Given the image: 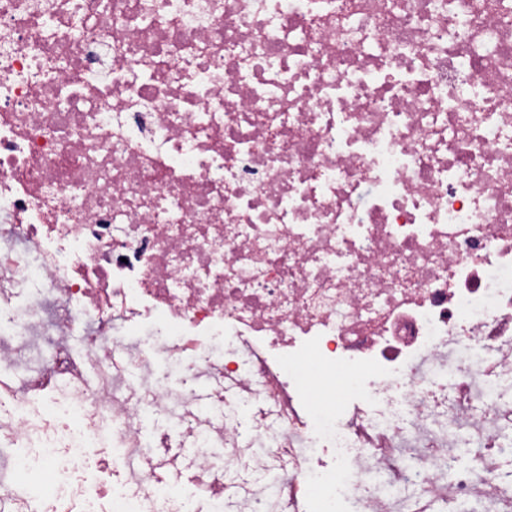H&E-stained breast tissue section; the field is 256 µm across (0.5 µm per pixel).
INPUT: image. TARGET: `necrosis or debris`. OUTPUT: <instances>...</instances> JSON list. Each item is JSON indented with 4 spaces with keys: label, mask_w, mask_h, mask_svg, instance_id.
Listing matches in <instances>:
<instances>
[{
    "label": "necrosis or debris",
    "mask_w": 512,
    "mask_h": 512,
    "mask_svg": "<svg viewBox=\"0 0 512 512\" xmlns=\"http://www.w3.org/2000/svg\"><path fill=\"white\" fill-rule=\"evenodd\" d=\"M0 365V512L511 506L512 0H0ZM142 428L146 436H152L156 432H168L173 446L178 443L179 424L173 419L159 415H144L142 417ZM114 470L116 472H112V450L109 452L108 464L104 467L102 472H96L95 476L98 480L112 482V480L116 479H127L131 478L133 474L129 471L126 461L121 462L117 465H114ZM95 476H89L86 481V486L91 490L95 483Z\"/></svg>",
    "instance_id": "1"
}]
</instances>
